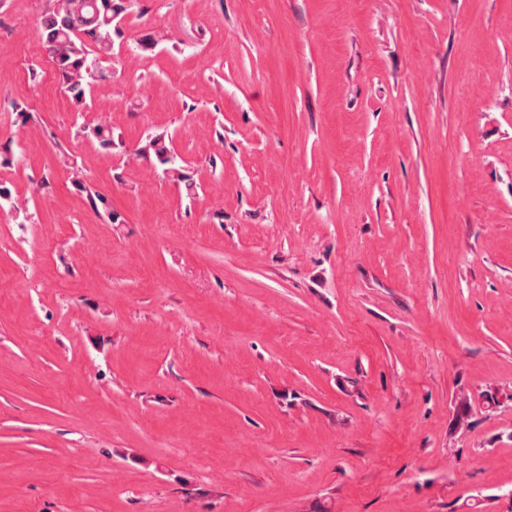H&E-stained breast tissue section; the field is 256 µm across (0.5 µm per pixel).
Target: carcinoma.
<instances>
[{
    "label": "carcinoma",
    "mask_w": 512,
    "mask_h": 512,
    "mask_svg": "<svg viewBox=\"0 0 512 512\" xmlns=\"http://www.w3.org/2000/svg\"><path fill=\"white\" fill-rule=\"evenodd\" d=\"M132 0H54L53 7L42 15L39 29L51 55L62 87L77 111L85 105L86 87L96 80L112 78V72L98 68L96 58L112 53V34L119 33L114 21L127 11ZM164 172L182 180L177 156L150 140Z\"/></svg>",
    "instance_id": "cac0c4a2"
}]
</instances>
